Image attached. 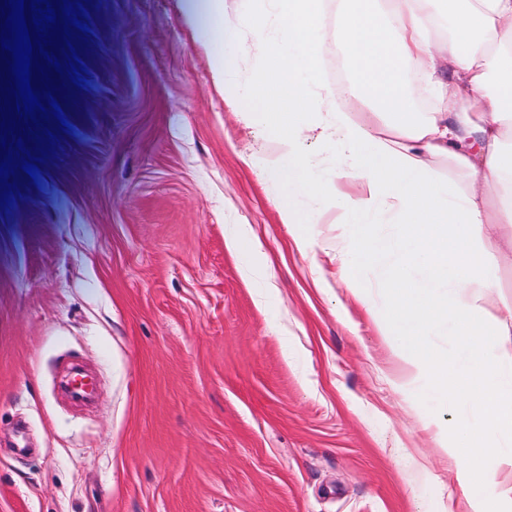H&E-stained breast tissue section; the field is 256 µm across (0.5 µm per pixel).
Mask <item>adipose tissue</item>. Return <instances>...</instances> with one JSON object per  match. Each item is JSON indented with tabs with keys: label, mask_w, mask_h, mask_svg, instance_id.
<instances>
[{
	"label": "adipose tissue",
	"mask_w": 512,
	"mask_h": 512,
	"mask_svg": "<svg viewBox=\"0 0 512 512\" xmlns=\"http://www.w3.org/2000/svg\"><path fill=\"white\" fill-rule=\"evenodd\" d=\"M228 0H181L206 23L209 58L225 99L252 102L244 119L274 134L277 154L243 161L275 190L279 220L301 252L318 248L311 215L337 212L338 275L352 301L440 398L461 406L455 424L424 425L455 459L464 512H512V346L478 312L497 269L487 227H512V0H258L247 19ZM335 46L343 84L323 78ZM262 64L245 76L248 53ZM439 98L421 111L410 72ZM333 157L307 156V142ZM447 163L448 179L435 163ZM393 224V240L372 236ZM380 270L391 298L378 313L353 272ZM437 331L460 337L450 353L427 348Z\"/></svg>",
	"instance_id": "1"
}]
</instances>
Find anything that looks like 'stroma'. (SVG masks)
I'll use <instances>...</instances> for the list:
<instances>
[{
	"instance_id": "1",
	"label": "stroma",
	"mask_w": 512,
	"mask_h": 512,
	"mask_svg": "<svg viewBox=\"0 0 512 512\" xmlns=\"http://www.w3.org/2000/svg\"><path fill=\"white\" fill-rule=\"evenodd\" d=\"M85 22V110L64 104L32 193L0 208V512H442L455 462L422 424L458 410L334 254L295 249L242 160L276 144L216 89L204 28L179 0ZM494 259L512 331V248ZM70 359L92 408L53 392Z\"/></svg>"
}]
</instances>
